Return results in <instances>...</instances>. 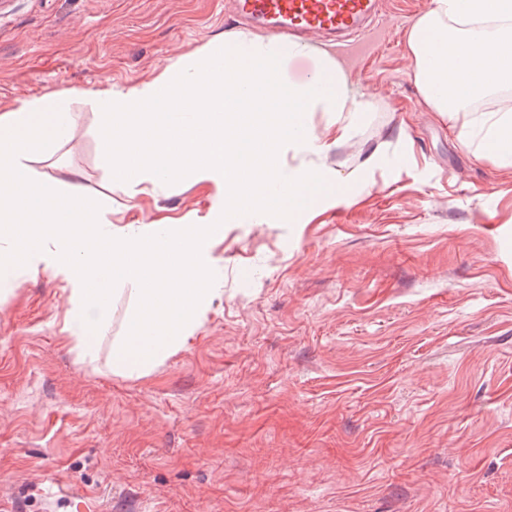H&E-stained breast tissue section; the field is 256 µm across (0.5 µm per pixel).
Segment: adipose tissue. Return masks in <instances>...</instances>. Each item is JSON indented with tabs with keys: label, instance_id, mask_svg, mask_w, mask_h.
<instances>
[{
	"label": "adipose tissue",
	"instance_id": "adipose-tissue-1",
	"mask_svg": "<svg viewBox=\"0 0 512 512\" xmlns=\"http://www.w3.org/2000/svg\"><path fill=\"white\" fill-rule=\"evenodd\" d=\"M412 77L429 111L467 113L484 95L512 89V0H430L409 34ZM484 156L512 167V111L464 121Z\"/></svg>",
	"mask_w": 512,
	"mask_h": 512
}]
</instances>
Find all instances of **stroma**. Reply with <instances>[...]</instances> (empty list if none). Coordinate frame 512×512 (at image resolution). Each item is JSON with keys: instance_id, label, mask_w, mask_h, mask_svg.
<instances>
[{"instance_id": "1", "label": "stroma", "mask_w": 512, "mask_h": 512, "mask_svg": "<svg viewBox=\"0 0 512 512\" xmlns=\"http://www.w3.org/2000/svg\"><path fill=\"white\" fill-rule=\"evenodd\" d=\"M225 0H9L0 114L70 90L74 135L35 170L78 173L118 225L215 217L214 188L111 181L99 100L225 34ZM429 0H387L371 54L342 56L377 109L341 145L286 151L352 198L226 220L224 294L148 375L112 333L78 360L46 272L0 302V512H512V167L427 111L407 35Z\"/></svg>"}]
</instances>
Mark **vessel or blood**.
Here are the masks:
<instances>
[{"instance_id": "b4317fda", "label": "vessel or blood", "mask_w": 512, "mask_h": 512, "mask_svg": "<svg viewBox=\"0 0 512 512\" xmlns=\"http://www.w3.org/2000/svg\"><path fill=\"white\" fill-rule=\"evenodd\" d=\"M241 21L278 37H334L345 50L361 52L381 10V0H230Z\"/></svg>"}]
</instances>
